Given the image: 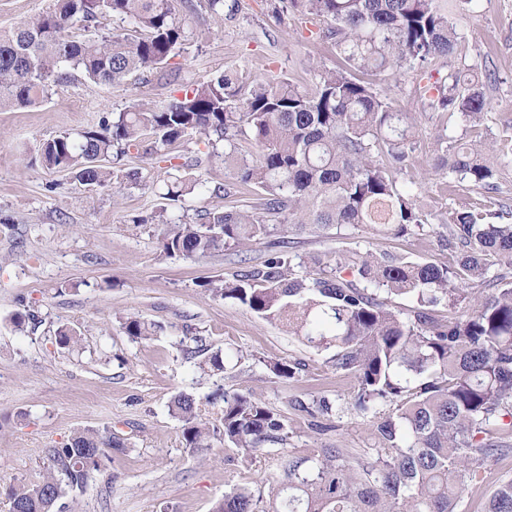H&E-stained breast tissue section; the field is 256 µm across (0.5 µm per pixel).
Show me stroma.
Segmentation results:
<instances>
[{
  "instance_id": "1",
  "label": "stroma",
  "mask_w": 512,
  "mask_h": 512,
  "mask_svg": "<svg viewBox=\"0 0 512 512\" xmlns=\"http://www.w3.org/2000/svg\"><path fill=\"white\" fill-rule=\"evenodd\" d=\"M277 5L278 0H224L223 12L214 14L203 0H173L184 22L175 65L139 84L102 85L79 76L57 87L39 107L0 112V483L37 481L45 448L75 429L106 426L129 438L134 448L95 473L77 496L79 512H213L233 486L274 476L263 456L246 463L236 449L221 445L197 456L184 448L169 412L171 399L182 391L202 397L252 387L287 412L286 447L301 455L329 446L359 454L372 448L374 441L351 405L355 378L331 366V350L309 347L277 323L202 287L205 277H229L242 262H261L265 245H253L244 256L230 251L200 258L162 256L149 223L158 212L201 223L208 212L248 200L243 191L214 194L224 181L220 161L189 169L198 184L176 204L160 196L169 178L163 162L123 157L117 168H142L146 183L117 192L81 185L39 161L48 139L144 101L181 95L185 86L224 69L250 81L311 84L312 63L335 66L336 51L330 43L311 40L303 20L276 15ZM455 23L466 35L467 62L488 63L499 77L489 126L498 131L512 125V0H478L476 13L456 17ZM412 81V75L402 74L378 85L397 109L413 113L421 129L406 176L428 204L444 197L457 206L469 202L474 191L443 189L442 175L431 167V141L448 120L423 108L410 92ZM135 216L143 217L142 225L132 224ZM328 250L448 261L430 237L376 236L362 227L330 238L298 236L292 244L293 253L304 258ZM24 309L34 314L36 326L20 335L10 319ZM131 315L162 325V332L150 341H131L120 325ZM61 326L80 335L73 350L55 346ZM199 342L223 349L224 373L209 375L198 368L190 350ZM279 358L297 363L293 378L267 369V360ZM320 398L334 408L326 431L311 428L308 416L295 407ZM493 437L509 450L488 459L469 481L459 512H483L498 484L512 478V433L497 431Z\"/></svg>"
}]
</instances>
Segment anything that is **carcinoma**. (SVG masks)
I'll return each instance as SVG.
<instances>
[{"label":"carcinoma","instance_id":"cac0c4a2","mask_svg":"<svg viewBox=\"0 0 512 512\" xmlns=\"http://www.w3.org/2000/svg\"><path fill=\"white\" fill-rule=\"evenodd\" d=\"M476 2L282 0L279 11L306 17L318 26L315 39L336 47L335 67L311 66V87L247 82L225 70L180 97L139 103L97 127L43 143L46 168L87 186L145 183L139 170L103 165L133 151L167 162L177 175L162 198L179 202L198 182L179 175L164 148L180 139L206 142L208 157L226 170L213 193L240 188L255 202L210 212L205 225L158 214L161 253L204 257L266 243L272 253L260 266L229 279L208 277L202 286L315 347L334 348L332 366L356 378L352 407L371 417V453L290 451L276 459L279 478L233 487L213 512H457L467 480L501 451L483 434L512 431V209L502 203L496 178L497 166L512 164V131L495 134L488 125L489 91L498 79L463 62L435 84L413 85L424 105L461 125L457 136L434 137V168L448 184L477 193L465 206L438 212L399 181L417 149L418 125L376 88L378 80L422 74L455 56L465 36L450 15L473 13ZM107 17L128 28L72 35ZM183 37L171 0H52L48 11L0 29V111L42 104L71 70L100 84L140 80L167 67ZM242 136L253 151L240 157ZM434 223L439 245L455 253L452 266L369 250L329 251L306 261L284 249L290 235L324 237L359 226L374 234L424 235ZM344 269L354 279L341 276ZM468 280L481 282L484 295L471 296L463 288ZM379 292L412 298L413 316L401 317ZM439 305L460 315L439 321L429 312ZM121 327L134 342L161 329L137 316ZM79 341L70 327L56 330L60 348ZM199 367L224 372L223 351L211 352ZM170 411L193 454L219 442L248 462L264 445L288 439V417L249 388L205 397L180 392ZM303 411L328 418L332 406L314 400ZM130 451L127 439L108 427L77 429L45 450L38 481L6 486L9 510L59 512V502L82 491L103 461ZM484 512H512V480L498 485Z\"/></svg>","mask_w":512,"mask_h":512}]
</instances>
